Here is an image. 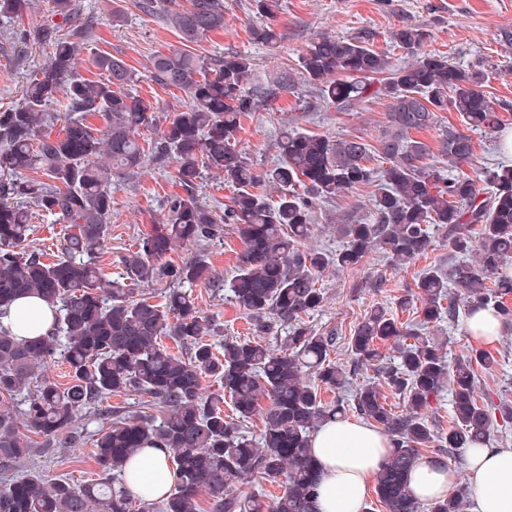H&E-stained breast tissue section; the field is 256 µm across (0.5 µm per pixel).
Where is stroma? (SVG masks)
I'll return each instance as SVG.
<instances>
[{"label": "stroma", "instance_id": "35a3bbf8", "mask_svg": "<svg viewBox=\"0 0 512 512\" xmlns=\"http://www.w3.org/2000/svg\"><path fill=\"white\" fill-rule=\"evenodd\" d=\"M80 17H93L95 36L87 50L79 55L78 70L83 77L97 79L102 75L95 63L100 54L123 59L133 73L130 92L152 104L158 114L186 109L190 98L180 90H166L151 82L149 71L153 58L181 48L207 59L219 58L227 52L247 55L253 63L255 86L274 84L284 72H296L300 52L322 35L355 36L371 31L375 48L383 50L394 62H408L409 57L391 40L392 30L412 25L426 29L429 37L424 52L442 53L450 62L466 69L481 70L485 76L483 90L500 115L499 131L475 132L471 138L475 159L465 170L479 181V189L487 184L482 170L504 164L498 149L500 130L512 128V0H282L280 15L284 38L277 50L256 43L250 30L258 22L253 0H224L226 25L223 31L199 38L195 42L182 39L178 31L160 14H147L138 7L139 0H76ZM58 25L70 30V23L53 15L48 0H31L27 13L20 18L0 17V48L16 43L21 52L7 55L0 51V112L14 106L21 98L30 77L47 62L48 46L33 41L30 31L36 25ZM389 102L383 98L361 101L339 112L321 105L314 88L303 85L298 93L284 94L246 116L238 136V147L262 171L273 166L279 157V141L283 129L299 133L332 137L359 135L376 139L388 120ZM175 164L146 156L141 168L120 179L112 190V215L107 225L106 245L98 265L107 277L121 273V258L134 248L142 232L162 220L167 197L177 192ZM374 186H365L345 197L329 201L316 209L311 235L305 247L336 251L344 243L341 228L366 219L370 213ZM244 244L234 229L223 238L203 244H183L170 252L175 262H187L196 255L207 254L210 280L191 289L201 316L220 326L211 337L213 345L224 339H251L245 312L232 299L224 282L235 271ZM457 258L447 237L435 233L434 246L427 255L403 267H393L374 252L354 269L326 268L317 276V285L325 292L323 306L306 315L303 323L319 333L337 332L349 335L353 325L374 308L386 310L389 317L401 323L415 321L420 301L414 297L415 283L426 269L450 266ZM469 315L467 305H460L454 322H441L429 327L431 337L438 340L448 359L467 353L474 342L464 327ZM497 362L477 372L478 395L489 405L512 402V325L490 346ZM331 358L351 370V382L338 396L344 400L347 419H357L353 396L358 386L377 380L374 369L355 370L354 361L345 344H337ZM322 390V400L337 396ZM122 407L129 413L162 419L165 410L141 395L104 398L97 414L88 416L84 439L78 447L56 448L54 458H34L27 468L48 477H64L75 483L97 478L100 469L95 457L94 436L109 427L112 408Z\"/></svg>", "mask_w": 512, "mask_h": 512}]
</instances>
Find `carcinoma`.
I'll list each match as a JSON object with an SVG mask.
<instances>
[{
	"mask_svg": "<svg viewBox=\"0 0 512 512\" xmlns=\"http://www.w3.org/2000/svg\"><path fill=\"white\" fill-rule=\"evenodd\" d=\"M141 8L150 14L163 9L187 42L224 30V0H188L185 7L176 0H142ZM253 8L264 22L251 28L252 38L278 48L281 0H253ZM51 9L77 20L74 0H52ZM92 25L85 21L68 33L39 27L40 40L51 47L49 60L30 78L19 102L0 112V312L29 294L56 308L54 328L45 336L19 340L0 330V474L12 477L0 489V512H133V499L119 477L127 460L150 445L167 450L178 481L165 498L143 503L141 512H205V495L211 512H318L309 438L345 407L338 400L323 403L306 372L331 390L343 389L348 376L330 359L339 336L299 324L325 301L316 274L330 266L354 268L374 251L392 266L405 265L431 250L435 228L446 233L462 261L419 276L418 323L404 327L376 308L354 326L348 342L356 362L376 366L405 410L395 411L373 382L356 390L354 408L390 437L375 487L384 512H466L462 492L420 502L409 474L422 448L449 455L483 445L497 418L512 420V403L500 404L496 415L478 399L475 370L496 364L491 351L471 349L450 362L441 344L419 328L456 319L450 282L470 299L471 309H490L512 324L507 303L512 278L500 274L512 259V167L485 171L491 191L482 197L468 174L446 175L428 162L431 147L411 133L439 130L438 151L448 168L470 163L472 138L441 126L440 113H458L471 131L494 130L500 117L482 90L483 73L457 66L443 54H418L427 34L413 26L392 34L396 46L415 56L403 66L373 48L367 34L323 35L299 55L296 73L262 90L251 86L253 64L246 55L231 52L206 61L171 49L154 58L151 79L186 91L191 106L161 118L128 92L133 73L124 60L101 55L97 65L105 77L79 75L77 56ZM300 85L318 87L322 102L338 110L383 97L389 100L388 125L374 144L361 136L333 139L285 129L277 163L257 174L237 148L241 118ZM61 94L68 103L63 117L51 111ZM95 114L105 119L106 130L88 122ZM61 118L63 132L46 133ZM160 125L151 149L173 159L183 193L167 198L162 221L122 258L125 277L107 279L96 255L105 246L112 184L143 161L138 129ZM372 159L385 167H371ZM204 170L224 176L237 190L222 216L193 192ZM260 180L279 192L276 201L248 190ZM377 180L369 218L343 226L342 248L334 253L301 249L317 206ZM18 196L66 225L57 259L47 261L42 251L29 248L30 214L14 203ZM227 224L236 225L245 245L230 291L250 316L254 335L288 327L277 350L228 338L216 354L204 337L218 335L219 328L199 315L186 291L210 280L208 257L200 254L184 264L167 258L173 244L219 239ZM140 283L168 287L164 302L133 298L132 286ZM164 337L185 353L171 351ZM391 338L405 343L398 362L385 366L377 341ZM58 356L69 366L66 384L44 375ZM208 378L223 392H206ZM444 389L452 394L453 416L450 428L441 431L428 422L425 409ZM24 392L26 407L19 411L14 403ZM112 394H145L167 414L157 422L113 411L115 419L95 440L99 480L76 485L38 472L14 475L36 452L20 426L41 437L44 448L63 439L71 446L80 440L87 413ZM226 394L232 417L221 408ZM260 409L265 426L256 440L244 425ZM256 477L284 484L283 493L266 504L236 492V484Z\"/></svg>",
	"mask_w": 512,
	"mask_h": 512,
	"instance_id": "cac0c4a2",
	"label": "carcinoma"
}]
</instances>
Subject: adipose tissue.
<instances>
[{"label":"adipose tissue","mask_w":512,"mask_h":512,"mask_svg":"<svg viewBox=\"0 0 512 512\" xmlns=\"http://www.w3.org/2000/svg\"><path fill=\"white\" fill-rule=\"evenodd\" d=\"M54 313L40 298L18 299L3 315L0 327L27 339L49 332ZM320 483L319 512H364L369 483L385 464L387 437L374 426L350 419H330L320 425L310 440ZM476 512H512V448L482 447L466 453ZM124 485L135 497L149 502L161 500L170 490L175 474L162 448H145L128 463ZM456 475L440 459L420 458L409 484L424 502L448 496Z\"/></svg>","instance_id":"ef3b65f1"}]
</instances>
